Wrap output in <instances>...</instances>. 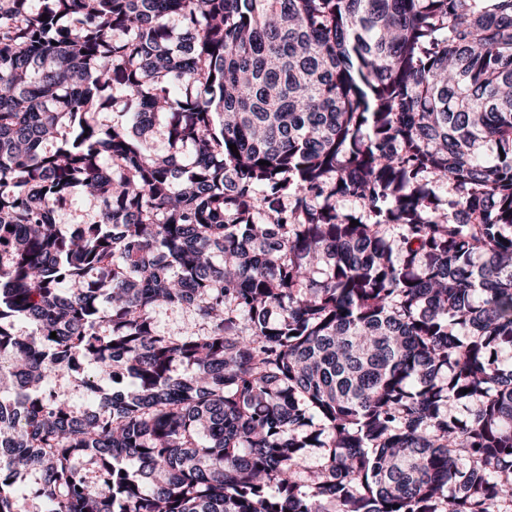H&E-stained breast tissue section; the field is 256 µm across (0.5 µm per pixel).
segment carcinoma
I'll return each mask as SVG.
<instances>
[{
    "label": "carcinoma",
    "mask_w": 512,
    "mask_h": 512,
    "mask_svg": "<svg viewBox=\"0 0 512 512\" xmlns=\"http://www.w3.org/2000/svg\"><path fill=\"white\" fill-rule=\"evenodd\" d=\"M29 494L512 512V0H0V512ZM95 213L94 204L81 194H76L70 205L57 211L56 220L58 224L67 226L82 220H89ZM154 315L156 329L161 335L179 334L191 320L188 311L178 308L158 309Z\"/></svg>",
    "instance_id": "cac0c4a2"
}]
</instances>
